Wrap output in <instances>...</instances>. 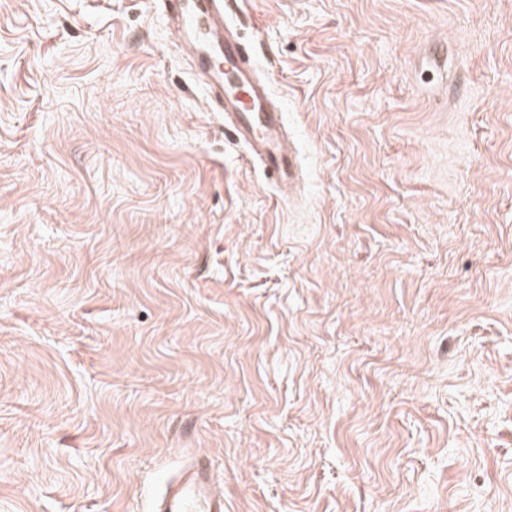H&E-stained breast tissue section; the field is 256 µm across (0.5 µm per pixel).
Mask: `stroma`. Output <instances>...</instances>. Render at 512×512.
<instances>
[{"label":"stroma","instance_id":"35a3bbf8","mask_svg":"<svg viewBox=\"0 0 512 512\" xmlns=\"http://www.w3.org/2000/svg\"><path fill=\"white\" fill-rule=\"evenodd\" d=\"M304 174L153 0H0V512H512V0H242ZM208 464L198 459L165 483L152 512H224V493Z\"/></svg>","mask_w":512,"mask_h":512}]
</instances>
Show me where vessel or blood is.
I'll return each mask as SVG.
<instances>
[{"label": "vessel or blood", "mask_w": 512, "mask_h": 512, "mask_svg": "<svg viewBox=\"0 0 512 512\" xmlns=\"http://www.w3.org/2000/svg\"><path fill=\"white\" fill-rule=\"evenodd\" d=\"M181 41L192 48L195 67L207 78V96L225 128L266 181L294 186L299 160L287 141L283 105L274 103L270 80L258 79L247 47L228 18L227 0H158ZM208 464L195 461L168 480L152 512H224V494Z\"/></svg>", "instance_id": "b4317fda"}]
</instances>
